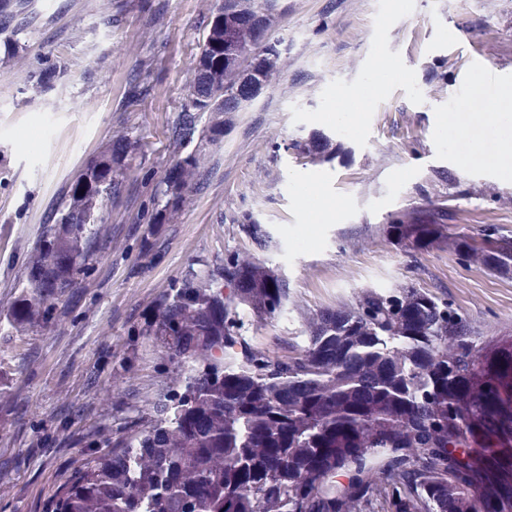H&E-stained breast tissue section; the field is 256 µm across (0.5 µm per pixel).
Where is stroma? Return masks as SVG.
<instances>
[{
  "label": "stroma",
  "mask_w": 512,
  "mask_h": 512,
  "mask_svg": "<svg viewBox=\"0 0 512 512\" xmlns=\"http://www.w3.org/2000/svg\"><path fill=\"white\" fill-rule=\"evenodd\" d=\"M280 4L274 29L288 48L270 86L226 116L223 143L196 136L207 183L154 229L144 176H161L179 151L168 132L215 0H12L14 27L0 33V454L21 464L0 476V512H45L86 459V431L162 419L199 365L169 362L129 328L168 288L233 255L284 280L288 302L266 320L240 310L226 369H244L250 351L295 353L319 311L405 287L447 297L483 352L512 349L511 272L462 261L452 246L409 249L388 232L392 215L431 205L472 246L512 240V172L471 156L483 127L472 125L468 147L443 144L448 99L473 58L512 87V0ZM457 29L468 43L449 42ZM54 66L53 87L36 91L38 74ZM138 72L148 90L132 103ZM362 94L372 109L356 126L339 113ZM317 132L340 143L334 160L295 149ZM121 136L136 142L139 171L100 209L92 233L103 250L81 303L38 327L21 323L15 308L31 291L45 230L87 161ZM314 179L341 205L333 220L303 199ZM246 214L266 246L243 232ZM151 230L156 251L142 246ZM129 353L127 373L116 364ZM37 444L42 454L28 455Z\"/></svg>",
  "instance_id": "1"
}]
</instances>
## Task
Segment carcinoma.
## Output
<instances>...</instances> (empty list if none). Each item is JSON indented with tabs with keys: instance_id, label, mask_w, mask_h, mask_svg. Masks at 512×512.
Listing matches in <instances>:
<instances>
[{
	"instance_id": "carcinoma-1",
	"label": "carcinoma",
	"mask_w": 512,
	"mask_h": 512,
	"mask_svg": "<svg viewBox=\"0 0 512 512\" xmlns=\"http://www.w3.org/2000/svg\"><path fill=\"white\" fill-rule=\"evenodd\" d=\"M277 6L216 4L171 130L182 152L158 181L148 223H170L202 185L200 156L184 151L199 115L247 109L277 71ZM328 142L315 134L305 151L331 161ZM135 155L120 137L86 163L66 213L44 235L19 319L34 327L81 302L96 205L121 194ZM448 229V212L436 207L389 225L395 241L418 249L447 241ZM472 259L512 270V244ZM209 277L230 284L232 296L191 277L130 330L154 337L173 362L206 363L173 401L172 417L94 434L90 462L48 512H471L466 505L477 499L512 512V488L489 479L500 470L497 456L475 471L456 455L487 432L512 443V407L493 384L512 374V356L480 359L478 338L453 305L415 288L366 292L352 307L315 314L300 352L252 353L246 369L232 372L213 353L235 342L237 306L271 317L288 287L236 255Z\"/></svg>"
}]
</instances>
